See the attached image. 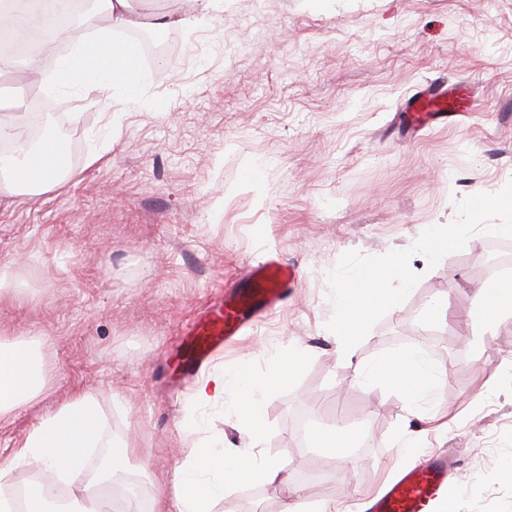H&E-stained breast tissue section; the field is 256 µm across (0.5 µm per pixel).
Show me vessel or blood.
Masks as SVG:
<instances>
[{
  "instance_id": "obj_1",
  "label": "vessel or blood",
  "mask_w": 512,
  "mask_h": 512,
  "mask_svg": "<svg viewBox=\"0 0 512 512\" xmlns=\"http://www.w3.org/2000/svg\"><path fill=\"white\" fill-rule=\"evenodd\" d=\"M462 84L430 86L415 93L406 103L414 126L456 123L461 113L473 108ZM296 281L293 274L260 262L248 267L238 289L226 299H215L197 319L184 361L194 371L222 352L224 344L241 330L248 315L274 309L285 301ZM448 490V463L440 459L423 469L400 475L372 499L370 512H432Z\"/></svg>"
}]
</instances>
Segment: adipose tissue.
<instances>
[{
    "instance_id": "ef3b65f1",
    "label": "adipose tissue",
    "mask_w": 512,
    "mask_h": 512,
    "mask_svg": "<svg viewBox=\"0 0 512 512\" xmlns=\"http://www.w3.org/2000/svg\"><path fill=\"white\" fill-rule=\"evenodd\" d=\"M96 12L105 23L95 40H87L81 28L61 30L64 42L72 47L60 58L46 78L53 87L75 88L90 84H109L135 96L141 83L139 71L130 69L128 44L122 33L141 25L130 0H95ZM64 140L50 138L38 149L17 145L14 155L0 156V193L13 192L19 184L51 189L58 183L60 171L47 165L55 150L66 149ZM477 306L469 314L472 323L487 331H496L503 318L512 313V280L502 279L480 285L475 290ZM306 353L294 347L273 354L263 374H255L248 363H241L231 374L210 373L195 387L189 399L190 409L222 402L234 412L239 428L247 438L243 448L226 449L207 441L189 448L178 467L171 486L157 490L158 502H171L175 512H209V504L226 489L244 484L276 485L292 501L285 512H334L328 501H314L303 509L299 490L289 485L286 466L275 456L258 454L265 435L263 398L274 386L288 383L303 367ZM354 378L360 382L387 384L398 388L411 402L431 399L437 389L438 371L419 350L383 355L367 366L358 367ZM46 380L43 358L35 343L0 341V415L39 395ZM98 404L87 391L66 398L44 415L14 452L23 464L38 465L51 480L34 483L25 490L27 512H48L53 505L54 482L72 486L69 502L62 512H101L88 487L76 486L87 449L98 447L100 438Z\"/></svg>"
}]
</instances>
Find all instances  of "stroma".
I'll list each match as a JSON object with an SVG mask.
<instances>
[{"mask_svg":"<svg viewBox=\"0 0 512 512\" xmlns=\"http://www.w3.org/2000/svg\"><path fill=\"white\" fill-rule=\"evenodd\" d=\"M140 14L193 18L173 28L177 52L140 59L150 75L134 100L108 85L43 93L47 133L68 143L67 177L51 190L0 195V338L36 341L42 393L0 416V469L45 481L13 450L73 392H95L102 439L131 438V472L146 503L170 483L188 438L197 377L180 372L182 332L272 257L297 271L282 307L225 346L210 370L249 361L264 372L277 350L303 347L296 377L264 398L261 454L281 457L305 501L347 507L395 472L450 458L462 512H512V481L496 473L512 453V318L495 334L462 338L491 238L468 239L436 267L413 255L421 280L352 349L336 351L328 276L341 256L409 248L447 224L457 200L512 181V0H132ZM434 81L463 82L475 108L448 127L410 129L406 100ZM99 154L88 164L90 154ZM438 297L447 315L425 317ZM421 349L442 372L422 428L407 397L352 382L357 365ZM198 437L239 448L236 419L215 403L196 414ZM332 424L356 435L346 458L316 482L296 465L318 455L310 436ZM418 435V434H417ZM272 485L228 490L213 512H283Z\"/></svg>","mask_w":512,"mask_h":512,"instance_id":"35a3bbf8","label":"stroma"}]
</instances>
